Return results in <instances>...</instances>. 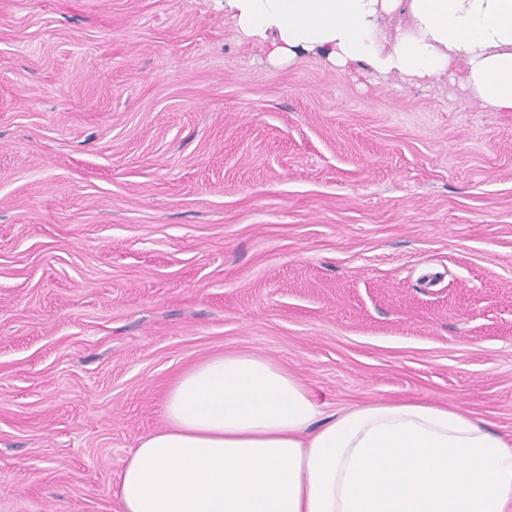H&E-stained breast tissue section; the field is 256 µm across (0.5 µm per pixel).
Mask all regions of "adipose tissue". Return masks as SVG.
I'll return each instance as SVG.
<instances>
[{
  "instance_id": "1",
  "label": "adipose tissue",
  "mask_w": 512,
  "mask_h": 512,
  "mask_svg": "<svg viewBox=\"0 0 512 512\" xmlns=\"http://www.w3.org/2000/svg\"><path fill=\"white\" fill-rule=\"evenodd\" d=\"M270 56L424 81L444 74L512 112V0H226ZM405 18L394 36L386 18ZM310 385L253 352L209 356L164 394L163 428L116 483L121 512H512V436L418 399L325 414Z\"/></svg>"
}]
</instances>
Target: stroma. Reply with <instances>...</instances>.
<instances>
[{
    "mask_svg": "<svg viewBox=\"0 0 512 512\" xmlns=\"http://www.w3.org/2000/svg\"><path fill=\"white\" fill-rule=\"evenodd\" d=\"M226 351L512 434V112L273 60L224 0H0V512H120Z\"/></svg>",
    "mask_w": 512,
    "mask_h": 512,
    "instance_id": "1",
    "label": "stroma"
}]
</instances>
